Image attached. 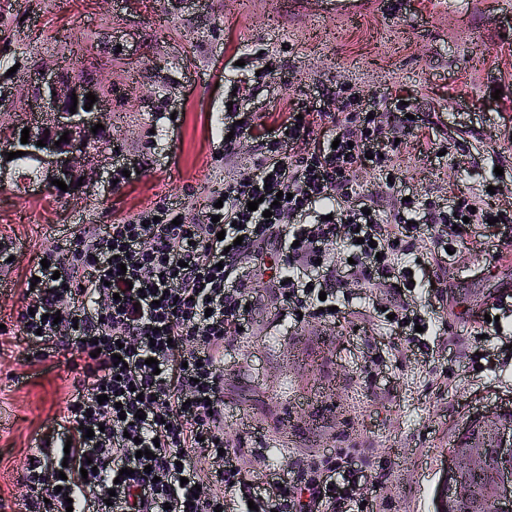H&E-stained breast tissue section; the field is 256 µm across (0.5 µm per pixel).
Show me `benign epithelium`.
I'll return each mask as SVG.
<instances>
[{
    "label": "benign epithelium",
    "instance_id": "7a95c632",
    "mask_svg": "<svg viewBox=\"0 0 512 512\" xmlns=\"http://www.w3.org/2000/svg\"><path fill=\"white\" fill-rule=\"evenodd\" d=\"M34 107L37 120L30 127L28 143H21L16 135L9 143V151H24L26 156L39 162L37 176L30 182L57 189L51 184L59 179L68 186L67 193H85L91 187L88 172L102 164H110L118 157L108 129H102L105 138L100 140L92 133L91 127L99 123L98 115L107 106L100 86L92 81H75L65 70L46 71L39 67L31 69ZM93 93L97 101L92 108L85 109V94ZM77 101H72V97ZM76 112H70L71 105ZM68 133L69 142L55 145L63 133ZM46 146L40 147L37 141ZM512 415V404L501 406L489 414H480L475 420L488 430L493 437V447L501 472L512 473V427L502 425L503 418ZM469 496V487L461 476L456 458H451L439 485L436 498V512H451L454 503ZM495 512H512V479L497 483Z\"/></svg>",
    "mask_w": 512,
    "mask_h": 512
}]
</instances>
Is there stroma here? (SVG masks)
<instances>
[{
    "instance_id": "stroma-1",
    "label": "stroma",
    "mask_w": 512,
    "mask_h": 512,
    "mask_svg": "<svg viewBox=\"0 0 512 512\" xmlns=\"http://www.w3.org/2000/svg\"><path fill=\"white\" fill-rule=\"evenodd\" d=\"M0 0V126L32 114L29 68H81L111 87L112 131L127 167L87 194L25 188L22 167L0 174V498L24 494L23 466L79 379L69 352L31 367L14 335L18 292L43 249L84 227L147 208L200 200L258 161L256 139L290 100L339 88L377 98V119L398 136L385 96L403 87L431 125L399 136L393 161L420 198L465 194L478 207L512 203V0ZM254 90L253 127L233 153L220 120L235 86ZM447 155H440V147ZM503 167L496 175L495 167ZM445 257L404 258L421 282L415 301L436 332L410 350L373 310L387 287L352 286L336 320L293 325L265 287L243 333L225 350V439L263 449L288 471L337 448L358 451L369 512H435L451 443L475 413L512 398V228L465 229ZM499 306V324L485 315ZM23 377L16 386L15 377Z\"/></svg>"
}]
</instances>
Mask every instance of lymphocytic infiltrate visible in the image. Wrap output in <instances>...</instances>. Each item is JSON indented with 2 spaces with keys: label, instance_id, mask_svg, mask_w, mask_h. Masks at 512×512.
Here are the masks:
<instances>
[{
  "label": "lymphocytic infiltrate",
  "instance_id": "f902f5d3",
  "mask_svg": "<svg viewBox=\"0 0 512 512\" xmlns=\"http://www.w3.org/2000/svg\"><path fill=\"white\" fill-rule=\"evenodd\" d=\"M358 101L342 114L298 101L268 132L261 161L203 203L93 225L28 268L38 282L20 293L26 356L36 364L71 349L83 377L25 463L24 512H364L349 452L248 480L243 453L224 439V347L256 303L247 258L279 253L276 291L293 322L335 319L350 285L395 287L392 324L412 342L427 320L399 255L429 241L445 252L466 220L512 224V206L358 200L366 167L396 188L382 128L366 95ZM321 125L328 136L316 149L280 160L283 143L312 139ZM89 462L94 472L82 475Z\"/></svg>",
  "mask_w": 512,
  "mask_h": 512
}]
</instances>
